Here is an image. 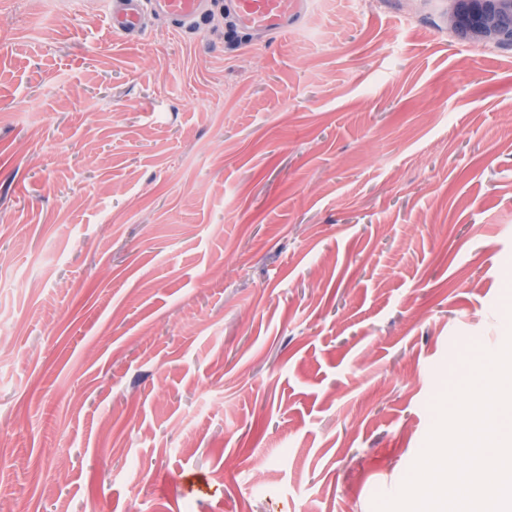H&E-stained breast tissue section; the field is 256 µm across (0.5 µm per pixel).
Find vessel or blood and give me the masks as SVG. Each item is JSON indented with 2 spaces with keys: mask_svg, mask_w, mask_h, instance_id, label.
I'll return each mask as SVG.
<instances>
[{
  "mask_svg": "<svg viewBox=\"0 0 512 512\" xmlns=\"http://www.w3.org/2000/svg\"><path fill=\"white\" fill-rule=\"evenodd\" d=\"M209 0H109L105 20L109 30L124 39L141 37V16L152 11L179 29H196ZM307 0H224L237 29L279 38L296 29Z\"/></svg>",
  "mask_w": 512,
  "mask_h": 512,
  "instance_id": "obj_1",
  "label": "vessel or blood"
}]
</instances>
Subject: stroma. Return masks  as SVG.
<instances>
[{"instance_id":"35a3bbf8","label":"stroma","mask_w":512,"mask_h":512,"mask_svg":"<svg viewBox=\"0 0 512 512\" xmlns=\"http://www.w3.org/2000/svg\"><path fill=\"white\" fill-rule=\"evenodd\" d=\"M0 0V503L374 512L512 330V48L450 0ZM209 0H109L105 20L109 30L124 39L140 38L141 16L146 10L164 16L179 29H197ZM306 0H225L237 29L279 38L296 29Z\"/></svg>"}]
</instances>
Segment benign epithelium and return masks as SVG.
Returning <instances> with one entry per match:
<instances>
[{"instance_id":"1","label":"benign epithelium","mask_w":512,"mask_h":512,"mask_svg":"<svg viewBox=\"0 0 512 512\" xmlns=\"http://www.w3.org/2000/svg\"><path fill=\"white\" fill-rule=\"evenodd\" d=\"M450 28L473 44L512 47V0H451Z\"/></svg>"}]
</instances>
